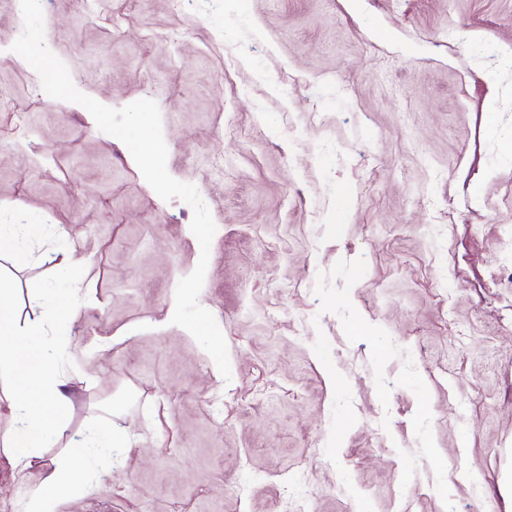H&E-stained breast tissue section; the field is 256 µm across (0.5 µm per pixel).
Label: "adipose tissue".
<instances>
[{"label":"adipose tissue","mask_w":512,"mask_h":512,"mask_svg":"<svg viewBox=\"0 0 512 512\" xmlns=\"http://www.w3.org/2000/svg\"><path fill=\"white\" fill-rule=\"evenodd\" d=\"M43 325L22 322L13 288L0 281V398L10 403L13 425L0 436L18 469H26L51 430L62 428L70 399L58 359L40 340ZM83 452L57 464L28 501L27 512H45L47 496L70 487L82 473Z\"/></svg>","instance_id":"ef3b65f1"}]
</instances>
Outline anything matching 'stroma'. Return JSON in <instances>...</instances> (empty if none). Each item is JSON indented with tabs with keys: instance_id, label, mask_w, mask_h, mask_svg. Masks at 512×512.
<instances>
[{
	"instance_id": "35a3bbf8",
	"label": "stroma",
	"mask_w": 512,
	"mask_h": 512,
	"mask_svg": "<svg viewBox=\"0 0 512 512\" xmlns=\"http://www.w3.org/2000/svg\"><path fill=\"white\" fill-rule=\"evenodd\" d=\"M44 22L82 93L157 103L216 226L199 303L231 376L170 322L191 208L0 64V217L26 214L28 252L0 269L18 314L80 303L44 331L68 426L24 470L0 448V512L98 426L128 447L86 448L46 512H512V0H60ZM48 306L44 319L70 318L76 313L75 301L65 295L51 294Z\"/></svg>"
}]
</instances>
